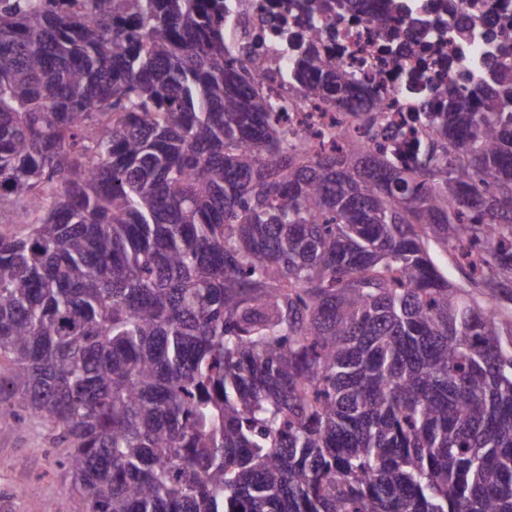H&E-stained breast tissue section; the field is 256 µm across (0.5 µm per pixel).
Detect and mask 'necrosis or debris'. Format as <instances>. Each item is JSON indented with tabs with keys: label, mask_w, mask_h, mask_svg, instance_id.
<instances>
[{
	"label": "necrosis or debris",
	"mask_w": 512,
	"mask_h": 512,
	"mask_svg": "<svg viewBox=\"0 0 512 512\" xmlns=\"http://www.w3.org/2000/svg\"><path fill=\"white\" fill-rule=\"evenodd\" d=\"M230 2L237 11L224 33L254 43L264 62L263 69L250 72L258 88H266L268 71L289 56V32L306 42L317 39L324 67L362 63L348 101L383 114V128L401 162L419 140L435 133L418 111L434 85L446 84L450 96L462 97L512 64V55L500 51L512 47V0H403L398 9L386 0H360L356 18H331L326 33L316 38L295 0ZM286 93L293 102L288 126L302 135L303 146L317 149L320 132L335 124L336 112L308 99L302 88Z\"/></svg>",
	"instance_id": "4bbe7bcc"
}]
</instances>
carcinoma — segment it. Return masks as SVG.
<instances>
[{
    "label": "carcinoma",
    "instance_id": "cac0c4a2",
    "mask_svg": "<svg viewBox=\"0 0 512 512\" xmlns=\"http://www.w3.org/2000/svg\"><path fill=\"white\" fill-rule=\"evenodd\" d=\"M290 64L345 106L355 73ZM494 82L422 100L404 163L366 109L312 154L224 0H0V416L68 448L82 512H512Z\"/></svg>",
    "mask_w": 512,
    "mask_h": 512
}]
</instances>
